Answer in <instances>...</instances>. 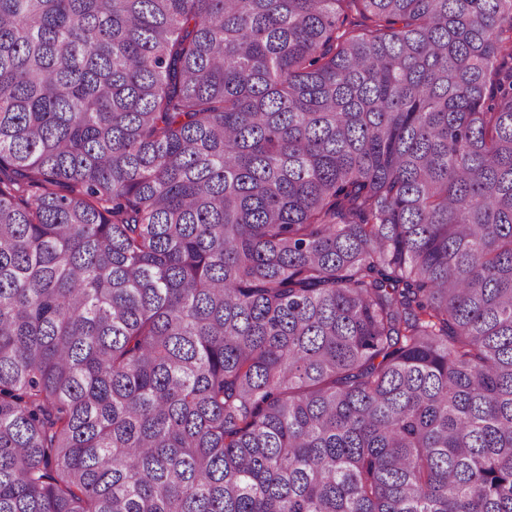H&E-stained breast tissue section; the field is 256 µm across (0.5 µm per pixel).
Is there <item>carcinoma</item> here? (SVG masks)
Returning <instances> with one entry per match:
<instances>
[{
	"label": "carcinoma",
	"instance_id": "cac0c4a2",
	"mask_svg": "<svg viewBox=\"0 0 512 512\" xmlns=\"http://www.w3.org/2000/svg\"><path fill=\"white\" fill-rule=\"evenodd\" d=\"M0 512H512V0H0Z\"/></svg>",
	"mask_w": 512,
	"mask_h": 512
}]
</instances>
